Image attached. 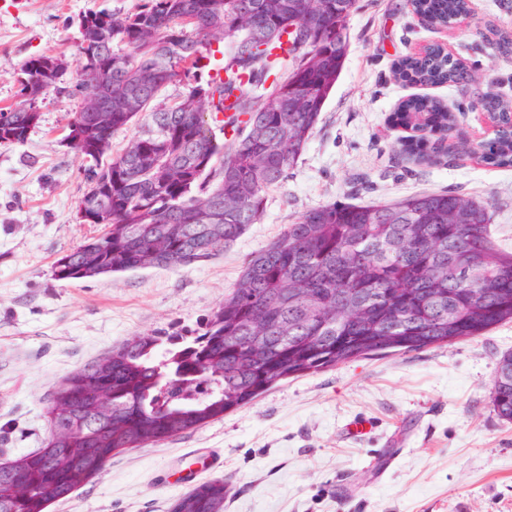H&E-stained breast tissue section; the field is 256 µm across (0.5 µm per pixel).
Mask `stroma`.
<instances>
[{"mask_svg": "<svg viewBox=\"0 0 512 512\" xmlns=\"http://www.w3.org/2000/svg\"><path fill=\"white\" fill-rule=\"evenodd\" d=\"M139 0H0V108L18 100L20 67L37 55L73 59L85 12H133ZM512 32V0H471L433 27L407 0H357L349 47L308 144L267 193L260 221L210 260L71 283L54 262L103 225L76 218L86 161L66 139L80 100L49 91L22 144L0 146V460L44 447L59 385L126 340L187 333L213 312L248 257L308 210L448 191L489 203L499 242L512 247V167L483 161L494 138L475 103L512 99V55L488 42ZM442 46L473 85L405 86L395 62ZM425 95L457 118L454 160L419 162L393 124L400 100ZM512 321L484 335L409 353L360 358L280 381L252 402L154 446L113 455L48 512H171L190 480H224V512H512V423L490 403Z\"/></svg>", "mask_w": 512, "mask_h": 512, "instance_id": "1", "label": "stroma"}]
</instances>
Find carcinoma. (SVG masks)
<instances>
[{
    "label": "carcinoma",
    "instance_id": "obj_1",
    "mask_svg": "<svg viewBox=\"0 0 512 512\" xmlns=\"http://www.w3.org/2000/svg\"><path fill=\"white\" fill-rule=\"evenodd\" d=\"M432 25L469 11V0H408ZM356 0H141L131 13L87 11L75 84L69 63L21 66L20 100L0 108V145L24 142L52 89L101 98L112 123L79 110L69 143L88 138L110 153L112 135L142 121L125 150L84 170L94 193L77 207L107 232L53 265L60 282L145 267L178 268L224 251L264 212L266 193L301 157L347 55ZM222 58L211 64L213 45ZM407 84L467 85L470 72L440 47L395 63ZM177 78L190 86L157 105ZM479 102L501 130L483 149L512 166V105L492 92ZM396 125L407 150L439 153L454 118L430 98L402 101ZM220 127L219 142L211 124ZM512 321V249L497 241L485 203L448 191L307 211L249 257L235 288L194 336H134L56 390L42 448L0 463V512H46L112 455L181 435L251 402L276 382L367 356L412 352L481 336ZM512 423V353L499 359L490 392ZM224 480L195 487L173 512H224Z\"/></svg>",
    "mask_w": 512,
    "mask_h": 512
}]
</instances>
